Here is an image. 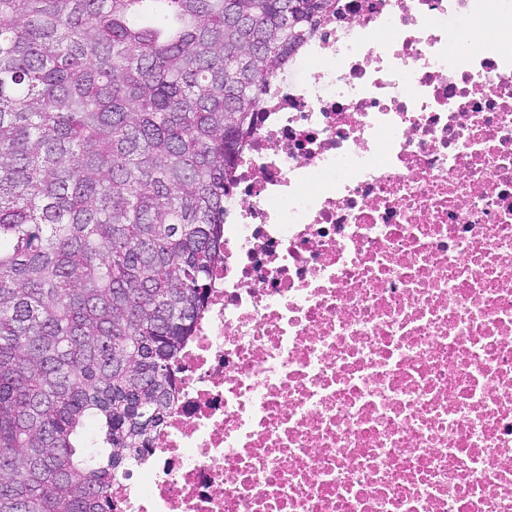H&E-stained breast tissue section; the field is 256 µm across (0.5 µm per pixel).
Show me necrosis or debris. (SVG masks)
<instances>
[{"instance_id": "1", "label": "necrosis or debris", "mask_w": 512, "mask_h": 512, "mask_svg": "<svg viewBox=\"0 0 512 512\" xmlns=\"http://www.w3.org/2000/svg\"><path fill=\"white\" fill-rule=\"evenodd\" d=\"M339 5L263 97L113 512H512V0Z\"/></svg>"}]
</instances>
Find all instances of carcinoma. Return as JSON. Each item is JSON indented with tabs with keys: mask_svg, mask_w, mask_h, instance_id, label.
I'll list each match as a JSON object with an SVG mask.
<instances>
[{
	"mask_svg": "<svg viewBox=\"0 0 512 512\" xmlns=\"http://www.w3.org/2000/svg\"><path fill=\"white\" fill-rule=\"evenodd\" d=\"M339 0H0V512H111L259 102Z\"/></svg>",
	"mask_w": 512,
	"mask_h": 512,
	"instance_id": "1",
	"label": "carcinoma"
}]
</instances>
